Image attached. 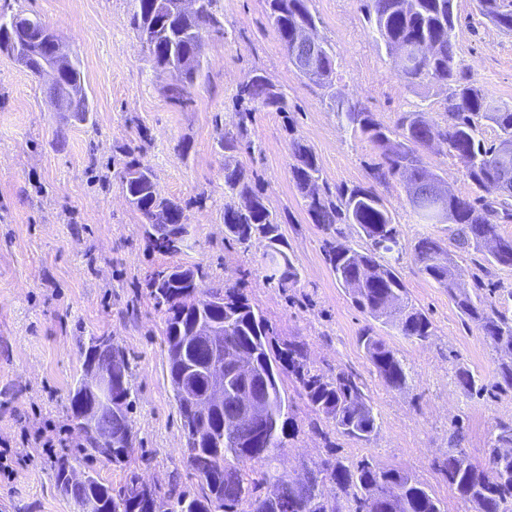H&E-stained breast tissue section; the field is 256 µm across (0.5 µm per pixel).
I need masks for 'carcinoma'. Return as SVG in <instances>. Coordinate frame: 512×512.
Here are the masks:
<instances>
[{"mask_svg":"<svg viewBox=\"0 0 512 512\" xmlns=\"http://www.w3.org/2000/svg\"><path fill=\"white\" fill-rule=\"evenodd\" d=\"M129 26L141 40L148 43L147 57L154 69H174V82L168 87L170 101L179 106L192 102L193 89L203 75L206 37L224 35L218 17L219 0H198L197 10L181 12L175 0H130ZM268 22L288 53L298 50L293 43L295 29L312 23L315 17L311 0H268ZM481 13L500 29L512 33V0H477ZM369 22L389 55L397 47L417 46L427 41L436 44L435 52L416 59L413 66L394 65L397 74L408 84H439L446 87L443 123L429 121L423 112H404L395 128L390 130L378 122L374 114L355 104H344L331 93L337 116L353 135L364 137L382 151V162L371 171L368 187L328 184L309 194V184L322 179L317 158L310 146L293 141L291 176L312 223L325 234L324 249L336 281L346 290L352 304L371 320L388 326L406 339L423 342L433 335L432 322L426 313L413 304L409 293L386 255L398 250L400 230L384 199L374 185H383L396 177L415 175L417 179L434 176L435 171L424 161V150L430 137L443 139L448 154L463 165L467 177L484 194L475 198L448 195L440 214L414 209L420 224L453 225L450 229L456 247L473 250L484 256L486 268L512 267V238H504L498 225L512 223V194L497 192L503 163L499 147L512 141V108H500L477 87L469 73L455 60L452 43L455 28L453 0H364ZM49 31L46 23L20 12H0V45L31 74H42L40 50L34 39ZM55 64L58 75L49 88L56 111L72 112L84 121L92 112L78 57L69 45L57 38ZM335 74V53L324 44L320 75L310 82L324 90H332ZM237 97L252 104L239 112L237 132L220 135L218 144L224 150V194L231 203L224 207V235L247 249L254 238H264L278 255L276 263H267L266 279L285 288L298 280V270L285 252V241L279 232L277 213L271 211L263 197L254 189L243 167L234 160V153L248 135V124L258 108L288 113L287 97L269 89L262 74L253 71L239 86ZM493 123L499 130L497 141L487 144L476 139L482 122ZM123 192L134 198L135 209L147 218L161 209L171 213V227L156 237V246L165 253L182 251L188 235L187 217L179 202L164 197L157 188L150 167L133 158L116 174ZM355 224L368 247L358 251L345 240L343 226ZM414 261L422 273L448 291L461 314L474 323L481 336L505 357L495 369L500 390L512 388V315L505 305L512 300V290H494L480 285L472 291L455 286L453 262L448 249L431 237L420 239L414 246ZM180 267L163 269L150 280V298L154 308L163 314L164 344L167 351L169 378L174 397L181 386L202 389L200 371L185 374L186 366L178 358L184 352L190 366L203 364L206 350L192 343L190 333L196 314L184 311L183 294L198 286L224 300V310L206 317L224 326V350H238L252 358L256 375L273 372L275 383L266 398V416L277 422L267 429L261 444L253 441L252 430L238 428V440L224 443L217 428V419L208 416L198 425L206 430V439L199 446H188L189 466L200 492L191 493L172 484L166 490L153 487L158 512H282L283 498H288L290 512H343L341 499L353 503L354 512H443L440 501L429 488L399 468L381 469L362 458L350 464L334 457L308 469L303 482L293 484L282 473L272 478L251 477L250 464L270 462V453L285 445V438L295 431L294 417L288 395L281 387V377L291 376L313 411L333 423L341 434L367 440L376 431V418L363 391L360 378L346 371L326 374L309 361L304 344L288 342L280 347L272 344L273 330L264 315L240 290L215 281L198 267H187L185 279L176 281ZM366 356L376 373L392 388L407 384L402 360L386 342L367 327L360 336ZM82 352L95 353L106 369L113 364L122 370V402L119 414H104L100 421L120 434L113 443H103L94 428L82 419L78 406L79 386L70 390L72 420L82 437L79 453L86 460L102 459L127 470L126 479L118 487L104 482L93 470L87 471L88 483L70 493L79 507L89 499L95 512H138L135 487L139 473L132 466L136 434L130 416L134 392L129 383L130 362L122 348L110 336H92ZM227 392L224 397V418L234 416L238 402L234 395L240 387L239 377L232 369L224 370ZM458 384L470 393H481L484 380L468 370L456 374ZM512 448V422H499L490 448L482 464L472 462L461 448H450L435 463L464 503L474 512H512V454L501 453ZM268 484L266 494L257 493ZM336 486V498L327 499L323 486Z\"/></svg>","mask_w":512,"mask_h":512,"instance_id":"obj_1","label":"carcinoma"}]
</instances>
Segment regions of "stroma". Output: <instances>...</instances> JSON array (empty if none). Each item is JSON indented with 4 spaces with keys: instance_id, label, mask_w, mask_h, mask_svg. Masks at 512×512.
I'll return each instance as SVG.
<instances>
[{
    "instance_id": "obj_1",
    "label": "stroma",
    "mask_w": 512,
    "mask_h": 512,
    "mask_svg": "<svg viewBox=\"0 0 512 512\" xmlns=\"http://www.w3.org/2000/svg\"><path fill=\"white\" fill-rule=\"evenodd\" d=\"M6 9L42 19L70 44L93 111L85 122L55 111L47 79L0 53V454L10 467L0 472V512H79L58 490L52 460L79 441L67 407L82 373L81 343L91 336L111 337L130 360L135 448L151 459L141 476L162 486L175 479L197 491L168 376L163 318L148 287L153 273L178 265L202 266L213 279L241 288L277 341H303L315 368L351 371L364 384L378 424L367 441L328 422L315 434V413L295 383L285 381L298 429L279 452L278 471L302 476L333 444L344 461L366 458L409 472L444 512H473L433 461L459 427L462 448L483 463L496 422L512 421V390L477 397L455 380L460 369L492 380L500 356L464 321L447 291L419 270L414 243L422 237L449 242L448 227L418 223L404 184L392 180L377 191L401 229L395 267L434 334L414 343L376 327L406 364L408 382L393 389L374 371L359 343L365 317L330 269L324 234L307 214L290 164L297 139L313 149L329 185L366 186L381 152L342 127L323 90L295 73L267 22V0H219L224 33L208 39L206 77L185 108L170 102V74L152 69L130 29L129 0H0V11ZM312 12L316 37L336 54L338 96L389 128L399 113L418 109L442 120L445 88L410 86L398 77L361 0H313ZM453 12L457 61L495 104L512 107V34L484 17L477 0H453ZM253 71L290 104L284 114L257 111L249 127L254 147L236 154L258 175L261 195L279 215L286 252L299 271L288 288L264 277L265 241L244 250L224 238V153L216 136L234 128L233 96ZM134 149L161 194L187 206L190 235L182 253L150 244L143 216L114 178ZM425 158L452 194L478 196L446 147ZM46 427L53 430L49 448L35 438Z\"/></svg>"
}]
</instances>
